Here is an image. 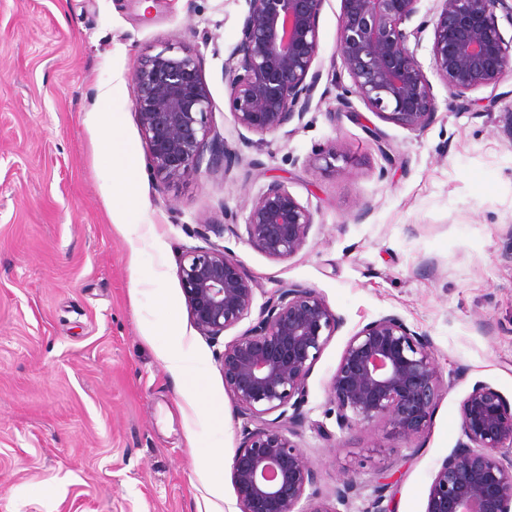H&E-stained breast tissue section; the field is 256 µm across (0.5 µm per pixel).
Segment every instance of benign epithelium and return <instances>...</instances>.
Returning a JSON list of instances; mask_svg holds the SVG:
<instances>
[{"instance_id": "benign-epithelium-1", "label": "benign epithelium", "mask_w": 512, "mask_h": 512, "mask_svg": "<svg viewBox=\"0 0 512 512\" xmlns=\"http://www.w3.org/2000/svg\"><path fill=\"white\" fill-rule=\"evenodd\" d=\"M325 0H246L241 36L224 59V84L237 127L264 136L310 110L322 73L319 18ZM420 0H341L337 56L351 86L340 97L361 99L374 114L412 130L434 116L432 85L410 41L432 30L433 67L449 95L490 89L491 109L512 55L497 10L506 0H440L419 22ZM133 110L162 178L197 177L231 162L210 123V92L198 55L168 48L142 55L132 74ZM205 233L239 236L233 216ZM311 210L281 180L251 202L248 243L274 260L295 255L313 225ZM182 290L196 328L214 339L251 315L255 285L225 247L191 249L180 265ZM342 326L309 288L282 285L221 361L224 386L255 427L232 460L240 512H338L306 494L317 473L293 440L303 420L313 363ZM440 375L428 337L398 315L374 320L351 336L330 383L342 430L380 421L403 438L427 425L440 396ZM277 413L273 419L268 415ZM466 441L446 457L429 488L426 512H512V402L476 382L460 405Z\"/></svg>"}]
</instances>
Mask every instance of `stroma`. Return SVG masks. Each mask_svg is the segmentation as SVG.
<instances>
[{
  "label": "stroma",
  "instance_id": "35a3bbf8",
  "mask_svg": "<svg viewBox=\"0 0 512 512\" xmlns=\"http://www.w3.org/2000/svg\"><path fill=\"white\" fill-rule=\"evenodd\" d=\"M245 0H0V512H239L232 459L247 420L224 387L220 355L241 332L196 329L180 279L199 231L277 177L314 215L285 260L246 236L223 245L256 285L310 288L343 318L313 364L297 443L318 474L340 480L363 512L380 473L396 480L391 512H425L436 467L462 441L460 404L476 381L512 401V140L495 119L512 107V71L495 109L487 89L452 98L430 39L416 55L435 98L412 130L353 100L335 73L340 0H325L314 63L322 79L302 122L241 134L224 60ZM184 46L201 60L211 124L241 162L176 182L156 178L132 109L138 57ZM466 98V99H467ZM113 135L127 156L99 146ZM349 162L326 169L329 143ZM136 198L114 199L113 178ZM396 314L426 333L442 395L405 439L385 423L342 432L328 383L349 338ZM201 360L189 378L160 356L173 341Z\"/></svg>",
  "mask_w": 512,
  "mask_h": 512
}]
</instances>
